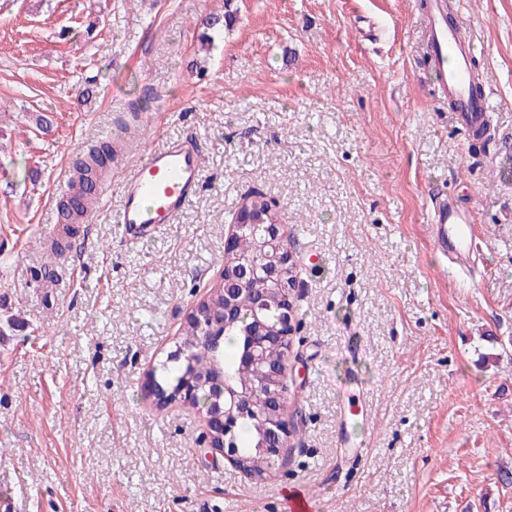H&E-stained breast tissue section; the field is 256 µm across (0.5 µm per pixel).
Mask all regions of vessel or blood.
Returning a JSON list of instances; mask_svg holds the SVG:
<instances>
[{"instance_id":"1","label":"vessel or blood","mask_w":512,"mask_h":512,"mask_svg":"<svg viewBox=\"0 0 512 512\" xmlns=\"http://www.w3.org/2000/svg\"><path fill=\"white\" fill-rule=\"evenodd\" d=\"M430 43L438 82L452 105L457 124L477 128L488 112V98L472 85L471 45L460 38L459 27L445 24L442 0H427ZM201 151L180 139H169L144 152L138 164L119 177L120 224L128 240L147 238L175 223L194 198L201 178ZM430 234L443 255L465 265L477 239L466 205L449 195L430 209Z\"/></svg>"}]
</instances>
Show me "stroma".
<instances>
[{
  "label": "stroma",
  "instance_id": "35a3bbf8",
  "mask_svg": "<svg viewBox=\"0 0 512 512\" xmlns=\"http://www.w3.org/2000/svg\"><path fill=\"white\" fill-rule=\"evenodd\" d=\"M419 2L0 0L12 512H282L287 486L318 512H512V0H452L489 94L478 152L426 60ZM227 10L231 28L206 29ZM124 124L112 172L165 139L203 154L177 223L139 243L114 222L117 185L91 224H62L54 201ZM440 184L479 229L471 269L430 242ZM255 190L299 261L284 375L299 425L263 481L205 457L202 413L146 389Z\"/></svg>",
  "mask_w": 512,
  "mask_h": 512
}]
</instances>
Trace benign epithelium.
Listing matches in <instances>:
<instances>
[{
  "label": "benign epithelium",
  "instance_id": "obj_1",
  "mask_svg": "<svg viewBox=\"0 0 512 512\" xmlns=\"http://www.w3.org/2000/svg\"><path fill=\"white\" fill-rule=\"evenodd\" d=\"M248 229L258 232L265 240L268 253L260 257V270L264 277L276 288H286L294 291L297 284V266L291 251L285 246V233L281 224H233L224 240V255H236L235 244L240 231ZM255 264L249 259H239L233 266L221 268L219 282L222 285L224 296V314L231 316L236 313L237 295L246 290L249 285ZM273 303L281 311L277 324L263 330L249 351L247 362L252 365L264 363L266 346L273 345L288 353L293 333L294 305L289 297L271 293L264 297L263 303ZM209 305L206 301L199 302L189 313L187 320L203 327L209 323ZM284 364L271 366L266 375L268 377L265 396L268 403L276 408L274 416L270 418L265 427L266 442L263 454L267 469L271 470L283 463L284 448L291 436L294 421L287 418L286 393L287 388L283 381ZM150 392L154 397L155 405L164 409L179 402L187 403L194 389L184 387L177 397L172 399L160 391L155 383H150ZM252 412V398L249 395H236L230 400L220 403L212 402L205 410L206 415V448L212 452L224 455L232 464H237V451L226 447L224 438L230 432L231 421L235 415L246 416Z\"/></svg>",
  "mask_w": 512,
  "mask_h": 512
}]
</instances>
